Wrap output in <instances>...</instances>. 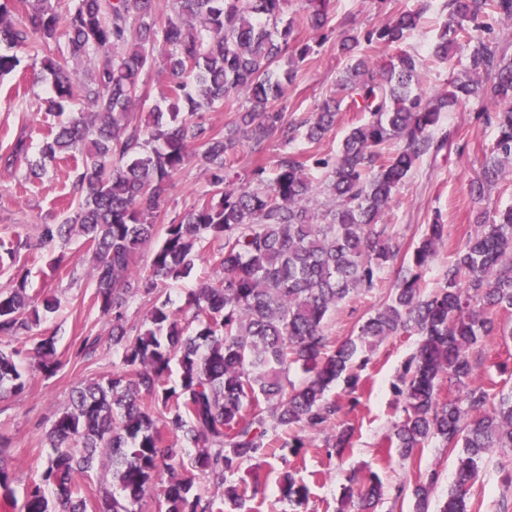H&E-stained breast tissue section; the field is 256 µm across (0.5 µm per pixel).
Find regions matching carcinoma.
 I'll return each instance as SVG.
<instances>
[{
	"label": "carcinoma",
	"mask_w": 512,
	"mask_h": 512,
	"mask_svg": "<svg viewBox=\"0 0 512 512\" xmlns=\"http://www.w3.org/2000/svg\"><path fill=\"white\" fill-rule=\"evenodd\" d=\"M60 15L54 0H0V76L22 57L41 59L51 76L48 109L63 115L75 102L83 110L51 128L41 154L77 165L78 211L59 224L40 227L39 245L65 244L81 235L91 252L94 301L112 315V346L120 368L112 377L77 388L69 406L55 414L46 440L51 448L22 500L10 487L11 441L0 434V493L15 512H88L86 480L96 476L119 486L104 491L99 512H142L146 497L157 512H231L257 489L229 480L266 455L270 434L305 427L324 431L336 416L326 396L339 378L356 389L353 371L360 346L401 334L419 337L398 395L402 416L386 448L403 460L435 440L458 449L456 476L438 512H469L468 494L479 464L492 448H512V392L491 394L483 383L479 348L493 329L486 310H512V206L482 218L455 252L442 282L426 288L423 274L448 237L434 220L411 253L387 233L384 216L395 192L420 157L451 144L440 132L443 113L480 96V113L495 129L471 194L478 199L512 172V58L490 38V17L512 19V0H446L448 9L432 55L468 60L464 77L441 94L420 86L421 61L400 49L383 66L368 49L399 46L418 29L430 8L391 12L364 34L329 27V0H306L299 24L318 40L334 37L351 58L334 91L313 118L285 122L286 84L310 54L295 44L294 22L283 19L286 0H73ZM67 51L39 57L60 33ZM294 49L290 68L279 62ZM89 68L78 77L76 65ZM157 70V95L146 126L130 125L141 100L142 76ZM231 98L244 104L216 132L205 114ZM361 112L337 151L312 158L282 151L275 175L266 167L235 170L239 153L262 156L273 140L286 146L297 135L321 142L341 109ZM29 143L18 136L0 154V167L26 163ZM208 173L209 188L169 224H155L172 178L190 162ZM324 172L314 180L310 166ZM148 274L131 266L156 235ZM219 273L187 293L177 309L155 300L137 327L127 305L139 293L161 292L187 277L204 242ZM32 249L26 239L0 240V266ZM401 261L386 304L367 317L358 335L335 344L325 321L336 305L373 288L376 274ZM54 299L30 293L28 274L0 292V340L33 342L32 358L53 373L51 337L29 336L40 312ZM23 349L0 348V392L20 393L27 370ZM309 374L296 386L293 367ZM177 381H170L172 372ZM460 397H439L443 380ZM182 440L196 449L192 468L211 488L194 495V476L174 460ZM436 483L431 474L413 488L417 510L427 512ZM282 494L299 503L308 488L284 476ZM385 493L376 476L341 502L359 499L360 512H376Z\"/></svg>",
	"instance_id": "obj_1"
}]
</instances>
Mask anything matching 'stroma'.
Here are the masks:
<instances>
[{"mask_svg":"<svg viewBox=\"0 0 512 512\" xmlns=\"http://www.w3.org/2000/svg\"><path fill=\"white\" fill-rule=\"evenodd\" d=\"M418 4L419 0H331L330 16L333 24L360 32L377 24L386 12L412 10ZM445 18L442 0H434L426 23L403 44L404 49L426 59L420 80L423 89L432 94L447 91L452 77L464 70L463 65L451 68L429 58ZM348 64L335 40L315 47L300 63L297 77L288 87L284 99L287 119L297 120L316 112ZM23 65V80L11 76L0 80V150L18 135H25L30 143L29 158L42 163L43 171L35 178L24 165L0 168V239L21 236L36 244L41 225L57 224L72 216L78 200L72 194L75 173L71 166L41 159L43 139L58 118L39 109L49 93V81L40 66L28 59ZM484 106V100L476 98L443 115L441 127L450 133L451 147L420 158L396 193L386 217L388 234L405 251L434 217H441L447 224L448 239L425 274L430 288L441 282L453 253L464 243L477 216L512 206V176L500 181L481 202L469 190L495 135L493 126L481 117ZM206 182L205 171L194 165L175 176L162 198L158 223H169L189 208ZM19 269L28 271L32 288L58 301L57 311L42 315L35 333L54 337L60 362L51 375L31 371L23 393L0 395V433L11 440L15 456L10 467L11 486L20 498L48 452L45 433L54 412L68 406L75 387L110 377L119 368L120 357L110 340L112 318L93 303L95 283L83 238H72L63 246L36 245L22 252L16 268L0 269V289L9 287ZM397 276V267L381 269L370 292L347 299L331 312L327 334L339 341L356 335L359 321L385 303ZM88 337L97 341L96 351L89 357L81 351ZM417 343V337L398 335L376 347L363 348L359 357L366 362L362 370L365 388L352 393L345 381L339 380L328 391L329 398L341 407L331 427L351 430L349 447L336 452L326 447L324 433L308 430L304 433L305 448L287 461L261 457L243 464L232 479L246 481L257 488L258 494L246 499L238 512H339L345 487L363 484L373 474L387 490L378 512H416L411 490L421 475L436 474L431 500L436 503L444 498L453 481L455 454L432 441L418 450L414 461L407 462L384 448L401 415L397 388ZM480 350L486 369L483 383L496 392L512 390V338L496 334L484 337ZM288 474L308 486L306 503L297 505L283 498L281 483ZM399 487L404 493L397 499L393 493ZM471 503V512H512V449H494L484 459L472 488Z\"/></svg>","mask_w":512,"mask_h":512,"instance_id":"1","label":"stroma"}]
</instances>
